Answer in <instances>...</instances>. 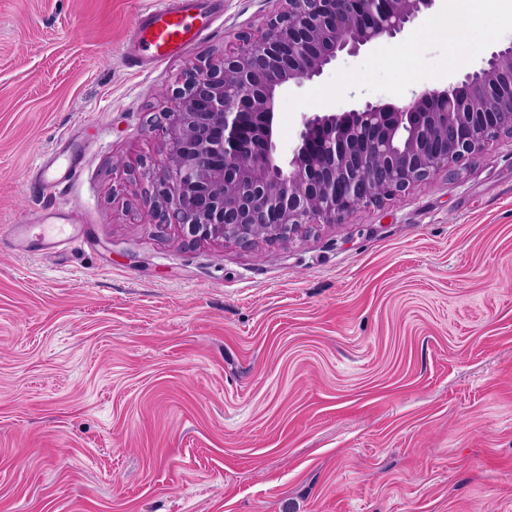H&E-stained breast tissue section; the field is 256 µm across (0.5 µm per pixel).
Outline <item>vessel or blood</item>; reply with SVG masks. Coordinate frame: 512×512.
Wrapping results in <instances>:
<instances>
[{"instance_id":"1","label":"vessel or blood","mask_w":512,"mask_h":512,"mask_svg":"<svg viewBox=\"0 0 512 512\" xmlns=\"http://www.w3.org/2000/svg\"><path fill=\"white\" fill-rule=\"evenodd\" d=\"M208 11L207 0H166L162 8L142 12L128 49V60L142 68L181 52L200 34L197 21L206 17ZM38 171L36 189L46 195L52 194L60 180L69 181L78 174L72 164L61 175L44 163L39 164Z\"/></svg>"}]
</instances>
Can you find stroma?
Instances as JSON below:
<instances>
[{"mask_svg": "<svg viewBox=\"0 0 512 512\" xmlns=\"http://www.w3.org/2000/svg\"><path fill=\"white\" fill-rule=\"evenodd\" d=\"M162 0H0V512H512V139L310 237L182 245L145 202L185 69L275 0H222L199 40L125 63ZM463 36L338 55L283 90L305 112L400 105L512 43L481 0ZM79 176L44 196L36 166ZM42 222L43 221L41 220H30V224H12L6 229V232L20 248H24L26 246L29 230L36 224L40 226L42 234L50 243L66 241L73 238L72 233L67 236L68 229L66 227L73 226V224H39Z\"/></svg>", "mask_w": 512, "mask_h": 512, "instance_id": "35a3bbf8", "label": "stroma"}]
</instances>
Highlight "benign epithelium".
Wrapping results in <instances>:
<instances>
[{"mask_svg":"<svg viewBox=\"0 0 512 512\" xmlns=\"http://www.w3.org/2000/svg\"><path fill=\"white\" fill-rule=\"evenodd\" d=\"M264 27L186 70L160 113L152 224L188 244L248 251L305 238L380 207L512 137V43L482 67L403 105L367 102L301 116L292 158L274 141L279 91L320 76L342 52L401 33L436 0H279Z\"/></svg>","mask_w":512,"mask_h":512,"instance_id":"7a95c632","label":"benign epithelium"}]
</instances>
